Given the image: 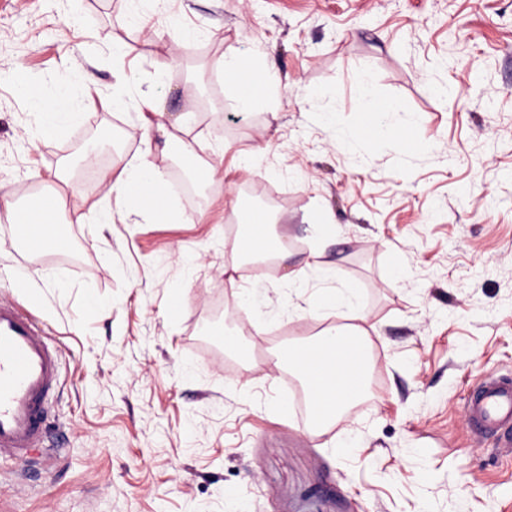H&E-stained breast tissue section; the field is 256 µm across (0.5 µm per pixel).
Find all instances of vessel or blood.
Masks as SVG:
<instances>
[{
    "mask_svg": "<svg viewBox=\"0 0 512 512\" xmlns=\"http://www.w3.org/2000/svg\"><path fill=\"white\" fill-rule=\"evenodd\" d=\"M47 206L29 212L13 235L33 250H43ZM59 382V353L40 322L13 302L0 299V458L23 463L45 445L49 398ZM338 405L328 390L303 408L301 428L331 416ZM466 417L473 432L499 448H512V377L487 373L466 400Z\"/></svg>",
    "mask_w": 512,
    "mask_h": 512,
    "instance_id": "vessel-or-blood-1",
    "label": "vessel or blood"
}]
</instances>
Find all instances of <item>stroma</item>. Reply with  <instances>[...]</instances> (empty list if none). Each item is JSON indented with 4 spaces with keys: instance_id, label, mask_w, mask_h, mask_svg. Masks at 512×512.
Returning a JSON list of instances; mask_svg holds the SVG:
<instances>
[{
    "instance_id": "stroma-1",
    "label": "stroma",
    "mask_w": 512,
    "mask_h": 512,
    "mask_svg": "<svg viewBox=\"0 0 512 512\" xmlns=\"http://www.w3.org/2000/svg\"><path fill=\"white\" fill-rule=\"evenodd\" d=\"M230 56L272 69L250 111ZM31 83L83 119L32 140ZM147 90L181 143L142 139ZM369 94L395 110L346 141ZM96 126L115 166L164 171L187 142L218 172L197 202L170 194L174 222L102 226L105 186L74 170L64 255L28 253L0 203V299L61 353L52 448L0 462V512H512V454L465 416L484 373L512 376V0H0V190L33 201ZM242 184L281 219L277 275L224 273ZM336 288L380 369L365 411L304 433L283 349L258 342L345 322L321 306ZM218 306L244 358L202 337Z\"/></svg>"
}]
</instances>
